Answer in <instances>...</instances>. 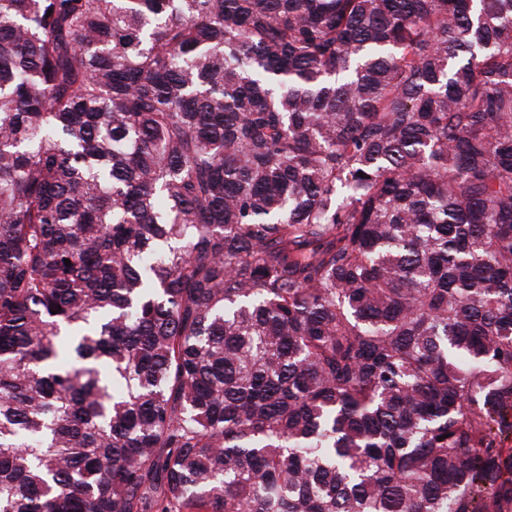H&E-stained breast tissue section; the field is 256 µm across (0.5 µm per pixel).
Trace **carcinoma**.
<instances>
[{
    "instance_id": "carcinoma-1",
    "label": "carcinoma",
    "mask_w": 512,
    "mask_h": 512,
    "mask_svg": "<svg viewBox=\"0 0 512 512\" xmlns=\"http://www.w3.org/2000/svg\"><path fill=\"white\" fill-rule=\"evenodd\" d=\"M511 433L512 0H0V512H509Z\"/></svg>"
}]
</instances>
